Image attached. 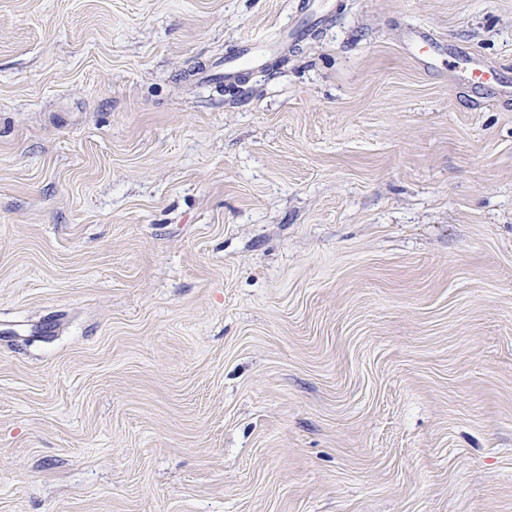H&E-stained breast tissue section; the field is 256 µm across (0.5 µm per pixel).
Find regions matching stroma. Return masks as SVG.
I'll return each instance as SVG.
<instances>
[{"label":"stroma","instance_id":"35a3bbf8","mask_svg":"<svg viewBox=\"0 0 512 512\" xmlns=\"http://www.w3.org/2000/svg\"><path fill=\"white\" fill-rule=\"evenodd\" d=\"M325 4L0 0V512H512V0ZM273 48L274 44L270 40L265 42H243L233 53L224 58V81L236 79L242 66L263 67L265 56ZM448 56L453 59V67L464 73L467 77L477 81H489L488 72L483 64L470 54L458 50H451Z\"/></svg>","mask_w":512,"mask_h":512}]
</instances>
